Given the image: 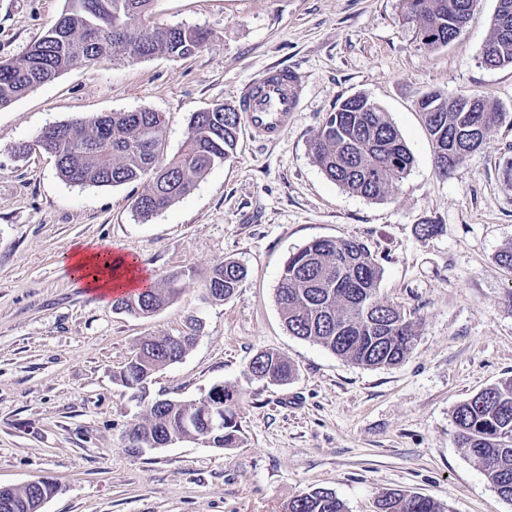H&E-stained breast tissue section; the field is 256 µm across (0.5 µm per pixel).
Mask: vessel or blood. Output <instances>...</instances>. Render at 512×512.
<instances>
[{"label": "vessel or blood", "instance_id": "b4317fda", "mask_svg": "<svg viewBox=\"0 0 512 512\" xmlns=\"http://www.w3.org/2000/svg\"><path fill=\"white\" fill-rule=\"evenodd\" d=\"M302 82L288 69L266 72L240 98L248 129L267 142L278 141L299 104Z\"/></svg>", "mask_w": 512, "mask_h": 512}]
</instances>
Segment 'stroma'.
Here are the masks:
<instances>
[{"instance_id":"35a3bbf8","label":"stroma","mask_w":512,"mask_h":512,"mask_svg":"<svg viewBox=\"0 0 512 512\" xmlns=\"http://www.w3.org/2000/svg\"><path fill=\"white\" fill-rule=\"evenodd\" d=\"M65 0H0V60L19 57ZM496 0H481L448 47L422 46L402 0H154L155 22L197 26L206 45L184 60L79 63L0 108V487L44 480L41 512H287L327 489L348 512H376L386 491L419 494L447 512H512L458 443L453 413L512 378V66L480 57ZM305 83L281 139L240 127L233 156L192 191L140 220L144 185L65 182L34 148L48 126L78 117L163 113L175 154L192 113L233 105L264 70ZM476 93L505 113L484 146L448 177L415 102L425 92ZM366 95L398 128L414 164L398 189L369 200L327 178L310 141L346 98ZM28 153H16L18 145ZM439 224L423 240L418 224ZM319 238L363 242L382 268L379 295L417 324L411 353L366 367L289 334L276 290L289 257ZM112 243L154 282L189 272L148 318L72 279L64 256ZM248 270L224 301L204 281L218 261ZM191 334L178 362L158 369L148 400L195 402L224 385L240 394L242 440L214 448L186 439L133 452L128 431L146 416L117 374L150 336ZM273 351L294 368L284 382L248 366Z\"/></svg>"}]
</instances>
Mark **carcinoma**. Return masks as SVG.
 I'll use <instances>...</instances> for the list:
<instances>
[{
  "mask_svg": "<svg viewBox=\"0 0 512 512\" xmlns=\"http://www.w3.org/2000/svg\"><path fill=\"white\" fill-rule=\"evenodd\" d=\"M153 0H67V7L45 34L23 54L0 62V108L7 107L39 85L56 79L79 62L133 63L166 56L185 59L207 41L194 26H165L151 21ZM509 15L503 30L495 10L492 30L481 48V60L497 67L512 66V0H499ZM474 0H404L403 15L417 19L420 43L429 50L448 46L464 31ZM436 111L422 113L434 145L435 171L448 176L486 142L503 120V112L485 97L439 91L424 93ZM239 113L222 105L191 114L180 150L165 155L164 117L159 112H110L77 118L45 128L36 146L56 160L60 176L75 185L121 186L145 181L132 202L142 219L168 208L188 194L195 182L235 149ZM312 157L324 174L343 189L370 200H382L403 182L414 158L399 130L385 112L364 95L342 101L311 143ZM168 278L164 288L124 295L113 307L148 317L178 291L185 276ZM383 269L377 258L353 239H315L292 254L279 282L276 300L288 332L367 367L400 363L419 333L416 322L378 294ZM247 277L237 261L217 262L207 275L206 293L215 300L231 297ZM195 337L176 346L167 336L148 337L117 379L145 392L157 368L180 360ZM256 379L285 381L293 374L288 360L276 353L256 354L248 366ZM238 392L213 388L194 403L156 399L147 405V419L134 425L129 439L139 448H153L169 438H201L215 448H233L241 441L235 408ZM458 441L497 493L512 501V378L491 386L455 410ZM54 486L41 481L0 495V512H35L37 499L50 497ZM380 512H444L433 499L388 491L377 499ZM288 512H347L330 490L314 489L294 497Z\"/></svg>",
  "mask_w": 512,
  "mask_h": 512,
  "instance_id": "cac0c4a2",
  "label": "carcinoma"
}]
</instances>
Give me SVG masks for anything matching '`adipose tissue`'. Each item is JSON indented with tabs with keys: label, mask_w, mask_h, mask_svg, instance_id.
<instances>
[{
	"label": "adipose tissue",
	"mask_w": 512,
	"mask_h": 512,
	"mask_svg": "<svg viewBox=\"0 0 512 512\" xmlns=\"http://www.w3.org/2000/svg\"><path fill=\"white\" fill-rule=\"evenodd\" d=\"M68 268L85 287L103 295L116 290L143 287L146 276L136 261L113 251L108 244H88L74 248Z\"/></svg>",
	"instance_id": "adipose-tissue-1"
}]
</instances>
